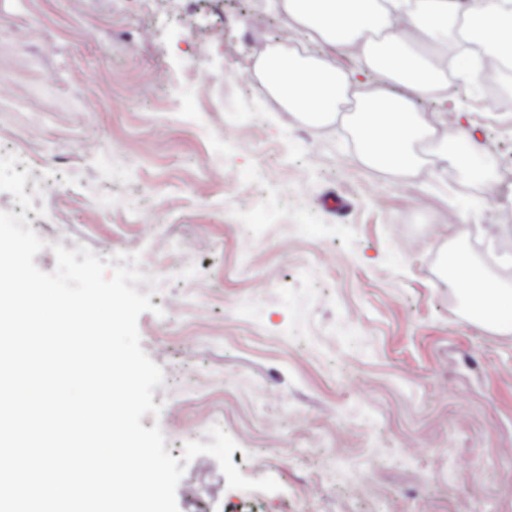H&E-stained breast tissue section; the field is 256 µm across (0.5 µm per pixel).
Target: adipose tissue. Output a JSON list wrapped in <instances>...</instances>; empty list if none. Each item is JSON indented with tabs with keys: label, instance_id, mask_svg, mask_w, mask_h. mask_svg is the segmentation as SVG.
<instances>
[{
	"label": "adipose tissue",
	"instance_id": "1",
	"mask_svg": "<svg viewBox=\"0 0 512 512\" xmlns=\"http://www.w3.org/2000/svg\"><path fill=\"white\" fill-rule=\"evenodd\" d=\"M289 22L305 34L310 54L269 53L257 61L263 90L288 111L315 122L333 119L347 87L364 80L367 92L348 115L360 146L359 158L374 168L411 169L422 164L416 150L438 119L425 101H440L447 80L409 46L410 39L436 47L456 18L479 23L491 58L512 56V9L500 0H283ZM351 51L357 72H344L337 55ZM453 152L441 161L465 165L474 179H485L479 164L480 137L457 124ZM451 281L462 287L461 299L479 330L512 334V284L489 275L466 255L455 253L448 266Z\"/></svg>",
	"mask_w": 512,
	"mask_h": 512
}]
</instances>
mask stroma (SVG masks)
<instances>
[{"label": "stroma", "instance_id": "1", "mask_svg": "<svg viewBox=\"0 0 512 512\" xmlns=\"http://www.w3.org/2000/svg\"><path fill=\"white\" fill-rule=\"evenodd\" d=\"M302 39L252 0H0V157L46 211L34 262L140 253L164 371L142 425L176 458L220 426L245 477L281 486L228 488L201 455L179 512H512V335L475 328L448 283L454 252L495 276L512 257V111L454 53L490 176L368 167L346 112L260 93L262 51Z\"/></svg>", "mask_w": 512, "mask_h": 512}]
</instances>
